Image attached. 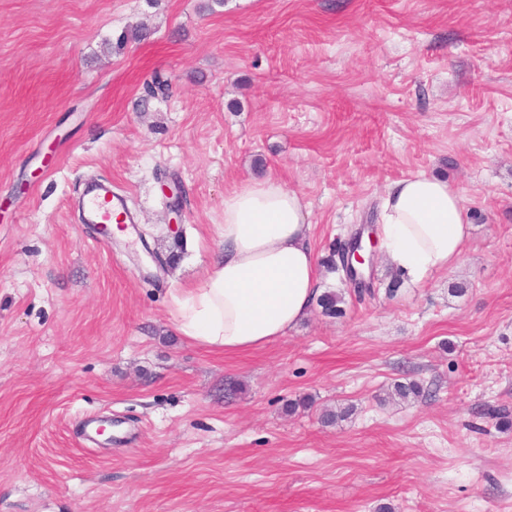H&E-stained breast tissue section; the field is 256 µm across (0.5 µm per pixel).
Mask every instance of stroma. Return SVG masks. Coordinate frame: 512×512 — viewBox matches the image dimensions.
<instances>
[{
	"instance_id": "stroma-1",
	"label": "stroma",
	"mask_w": 512,
	"mask_h": 512,
	"mask_svg": "<svg viewBox=\"0 0 512 512\" xmlns=\"http://www.w3.org/2000/svg\"><path fill=\"white\" fill-rule=\"evenodd\" d=\"M417 172L460 262L355 291L337 246ZM265 178L337 309L193 346L172 297ZM92 179L133 241L83 223ZM0 512H512V0H0Z\"/></svg>"
}]
</instances>
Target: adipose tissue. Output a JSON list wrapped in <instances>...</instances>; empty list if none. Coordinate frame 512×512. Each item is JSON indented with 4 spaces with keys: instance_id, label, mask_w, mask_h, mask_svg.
I'll use <instances>...</instances> for the list:
<instances>
[{
    "instance_id": "ef3b65f1",
    "label": "adipose tissue",
    "mask_w": 512,
    "mask_h": 512,
    "mask_svg": "<svg viewBox=\"0 0 512 512\" xmlns=\"http://www.w3.org/2000/svg\"><path fill=\"white\" fill-rule=\"evenodd\" d=\"M469 229L460 193L419 172L389 185L377 233L387 260L418 284L460 261ZM218 234L219 260L174 296L172 321L212 352L262 348L301 322L319 291L306 206L279 180L251 182L225 195Z\"/></svg>"
}]
</instances>
